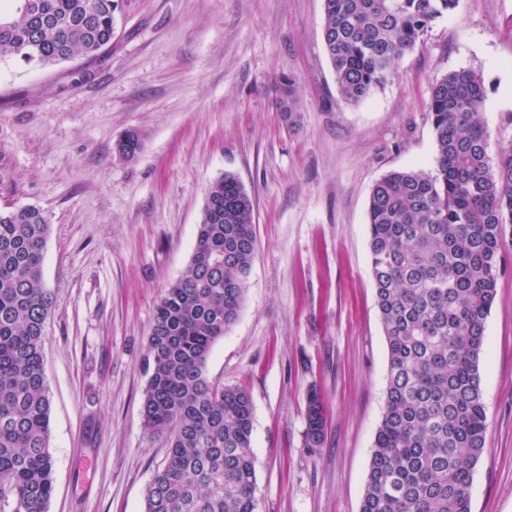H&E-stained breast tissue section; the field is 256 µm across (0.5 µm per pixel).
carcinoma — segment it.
<instances>
[{"label": "carcinoma", "mask_w": 512, "mask_h": 512, "mask_svg": "<svg viewBox=\"0 0 512 512\" xmlns=\"http://www.w3.org/2000/svg\"><path fill=\"white\" fill-rule=\"evenodd\" d=\"M0 12V61L53 67L112 45L115 0H17ZM458 0H324V46L341 98L356 104ZM295 89L280 88L294 112ZM483 75L448 72L431 86L432 171H392L368 201L369 264L388 350L384 410L360 512H471L486 450L479 373L485 324L512 240V145L496 160L480 119ZM134 159V130L116 142ZM253 201L231 174L209 188L189 263L154 312L144 356V428L166 439L145 512H257L253 404L241 384L206 375L211 348L235 323L257 241ZM50 232L34 207L0 212V512H48L50 400L43 365L53 295L42 263ZM326 440L316 390L304 447Z\"/></svg>", "instance_id": "1"}]
</instances>
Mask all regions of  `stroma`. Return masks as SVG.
Segmentation results:
<instances>
[{"label": "stroma", "mask_w": 512, "mask_h": 512, "mask_svg": "<svg viewBox=\"0 0 512 512\" xmlns=\"http://www.w3.org/2000/svg\"><path fill=\"white\" fill-rule=\"evenodd\" d=\"M115 18L102 60L0 62V209L38 208L51 227L48 512H145L167 451L142 424L147 339L227 172L254 198L257 249L206 374L251 395L257 512H360L388 366L369 195L389 171L434 169L427 105L450 71L483 74L490 156L512 145V0H459L355 105L325 53L324 0H118ZM83 68L93 78L74 82ZM286 79L290 115L276 105ZM128 130L142 143L131 161L115 150ZM485 336L472 512H512V243ZM312 386L327 419L313 454Z\"/></svg>", "instance_id": "1"}]
</instances>
